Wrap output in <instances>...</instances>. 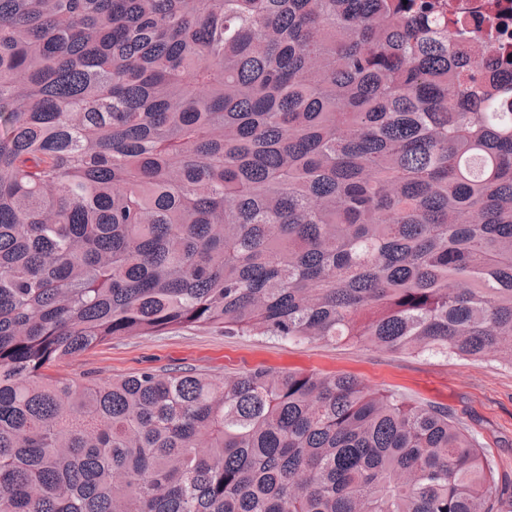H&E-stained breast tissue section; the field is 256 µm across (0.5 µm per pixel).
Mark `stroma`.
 Returning a JSON list of instances; mask_svg holds the SVG:
<instances>
[{
    "instance_id": "1",
    "label": "stroma",
    "mask_w": 512,
    "mask_h": 512,
    "mask_svg": "<svg viewBox=\"0 0 512 512\" xmlns=\"http://www.w3.org/2000/svg\"><path fill=\"white\" fill-rule=\"evenodd\" d=\"M258 365L346 372L374 392L447 407L484 449L500 486L512 490V364L456 355L409 354L352 342L228 336L223 328L183 327L157 336L115 338L53 371L70 379L119 378L151 369L195 371L221 379Z\"/></svg>"
}]
</instances>
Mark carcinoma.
<instances>
[{
  "label": "carcinoma",
  "instance_id": "obj_1",
  "mask_svg": "<svg viewBox=\"0 0 512 512\" xmlns=\"http://www.w3.org/2000/svg\"><path fill=\"white\" fill-rule=\"evenodd\" d=\"M440 0H0V512H500L349 374L47 373L220 326L512 361V71Z\"/></svg>",
  "mask_w": 512,
  "mask_h": 512
}]
</instances>
